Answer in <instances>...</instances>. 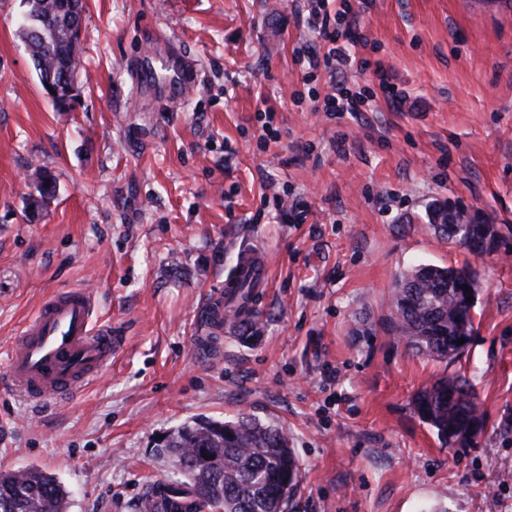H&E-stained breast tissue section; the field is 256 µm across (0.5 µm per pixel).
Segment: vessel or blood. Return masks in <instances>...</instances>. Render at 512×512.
Returning a JSON list of instances; mask_svg holds the SVG:
<instances>
[{"instance_id":"vessel-or-blood-1","label":"vessel or blood","mask_w":512,"mask_h":512,"mask_svg":"<svg viewBox=\"0 0 512 512\" xmlns=\"http://www.w3.org/2000/svg\"><path fill=\"white\" fill-rule=\"evenodd\" d=\"M266 257L245 248L237 256L234 275L267 270ZM95 299L82 289L53 294L13 339L6 378L11 391L42 409L73 399L112 363L126 339L93 323ZM214 333L224 329V293L213 292L206 308Z\"/></svg>"}]
</instances>
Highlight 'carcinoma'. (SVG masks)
<instances>
[{
	"mask_svg": "<svg viewBox=\"0 0 512 512\" xmlns=\"http://www.w3.org/2000/svg\"><path fill=\"white\" fill-rule=\"evenodd\" d=\"M26 10L19 22V35L32 58L40 83L55 89L53 107L62 111L64 76L76 74L84 45L72 37L85 12L84 0H23ZM38 195L29 198L37 211L51 198L56 186L41 166L31 172ZM460 207L438 205L432 212L434 234L450 240L448 225L467 218ZM483 224L471 225L469 236L459 246L477 257L491 254L482 235ZM403 288L391 293L390 332L418 355L452 361L464 353L474 334L478 278L468 266L442 267L421 264L401 276ZM242 334L257 329L258 313L241 317L229 310ZM465 339L458 345L456 341ZM413 410L430 425L448 447L463 446L484 429L478 396L464 377L440 378L420 389ZM160 453L184 474L183 481H161L154 493L173 499L191 496L194 510L213 512H287L296 495L301 466L288 435L279 424L241 414L234 421L196 419L171 432ZM68 491L38 469L0 474V512H67Z\"/></svg>",
	"mask_w": 512,
	"mask_h": 512,
	"instance_id": "obj_1",
	"label": "carcinoma"
}]
</instances>
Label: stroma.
I'll use <instances>...</instances> for the list:
<instances>
[{
  "label": "stroma",
  "mask_w": 512,
  "mask_h": 512,
  "mask_svg": "<svg viewBox=\"0 0 512 512\" xmlns=\"http://www.w3.org/2000/svg\"><path fill=\"white\" fill-rule=\"evenodd\" d=\"M355 8L372 67L346 86L362 111L327 112L328 76L305 80L295 51L316 38L292 0H87L79 96L59 112L16 34L21 0H0V361L63 288L91 291L95 325L126 338L58 407L0 382V472L53 475L68 512H138L179 477L159 437L246 413L288 433L291 512H512V5ZM175 52L186 93L137 81ZM38 166L56 191L33 213ZM448 203L496 225L494 253L434 236ZM246 246L269 263L259 336L202 345L210 292ZM420 264L478 274L473 339L449 364L386 330L396 279ZM455 374L485 416L466 448L412 406Z\"/></svg>",
  "instance_id": "obj_1"
}]
</instances>
